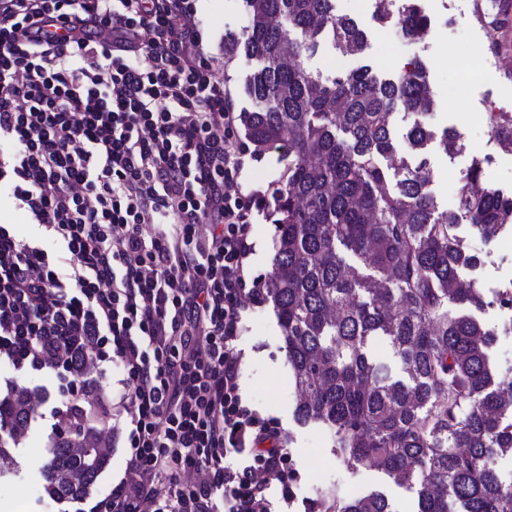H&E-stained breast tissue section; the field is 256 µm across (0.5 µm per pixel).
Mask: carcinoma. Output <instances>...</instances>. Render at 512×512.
I'll return each mask as SVG.
<instances>
[{
	"label": "carcinoma",
	"instance_id": "cac0c4a2",
	"mask_svg": "<svg viewBox=\"0 0 512 512\" xmlns=\"http://www.w3.org/2000/svg\"><path fill=\"white\" fill-rule=\"evenodd\" d=\"M244 3L248 24L224 45V63H254L245 80L252 108L238 120L255 154L284 150L283 174L271 188L276 232L264 290L299 394L297 418L331 431L347 467L417 486L418 512H512V484L489 463L512 454V400L488 355L494 332L445 307L448 300L487 305L477 282L461 278L480 258L456 227L465 220L482 237L512 234V194L488 186L486 159L476 158L455 209L438 211L424 153L436 140L456 148L457 129L438 134L417 121L405 133L415 165L387 163L397 154L394 107L433 109L424 64L412 59L385 79L369 64L324 78L301 57L325 40L344 56L360 54L367 35L354 18L336 13L334 0ZM395 21L409 36L428 26L420 0H409ZM511 22L506 7L487 27L492 54L503 49L498 30ZM290 29L300 38L290 41ZM286 48L298 61H283ZM489 125L498 147L512 153V113H492ZM371 271L384 276L383 287L367 288ZM378 335L388 338L406 379L367 354ZM31 401L27 388L8 394L0 424L25 430ZM75 437L76 444L53 438L42 466L58 499L86 496L111 460L90 422ZM321 509L391 512L379 492L332 493Z\"/></svg>",
	"mask_w": 512,
	"mask_h": 512
}]
</instances>
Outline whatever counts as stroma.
Segmentation results:
<instances>
[{"instance_id": "obj_1", "label": "stroma", "mask_w": 512, "mask_h": 512, "mask_svg": "<svg viewBox=\"0 0 512 512\" xmlns=\"http://www.w3.org/2000/svg\"><path fill=\"white\" fill-rule=\"evenodd\" d=\"M421 4L432 26L424 37L411 39L403 36L397 24L379 26L372 17L370 0H335L337 13L354 17L367 33L364 51L348 59L347 64L352 68L370 64L380 73L391 74L408 60L425 62L435 99L428 121L438 131L456 128L463 142L455 152L444 151L436 142L428 148V189L439 210L453 209L459 181L475 157L491 156L492 163L486 168L488 184L511 193L512 154L498 148L484 122V113L489 108L512 112V67H501L497 56L488 51L484 31L476 19L475 0H421ZM196 7L201 48L213 57L217 80L230 94L235 110L249 108L251 102L243 86L250 63L241 59L230 64L224 61V41L243 33L245 12L241 7H230L229 0H198ZM449 15L455 21L447 26L443 20ZM236 141L241 150L239 181L243 188L267 190L280 178L283 163L272 153L254 155L244 135H237ZM273 234L270 210L261 208L251 233L254 275H266L271 268ZM456 234L481 259L476 270L463 274L464 279H478L487 300L474 316L489 328H497L491 302L498 287L512 280V235L485 239L465 222L458 224ZM234 348L243 356L239 383L247 405L261 418L278 423L292 456L286 465L285 487L276 486L271 491L275 512H318L324 498L337 490L357 497L378 491L388 498L393 512H416L415 489L368 467H346L336 455L330 431L297 421L293 414L296 390L271 303L247 307ZM18 387H36L45 396L32 404L30 425L20 437L0 438V447L11 458L9 467H0V505L10 506L11 512H80V502H59L48 495L40 473L57 422L55 409L67 383L38 371L15 370L0 357V393ZM312 458L324 459L325 467H309Z\"/></svg>"}]
</instances>
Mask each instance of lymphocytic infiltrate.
Masks as SVG:
<instances>
[{"mask_svg":"<svg viewBox=\"0 0 512 512\" xmlns=\"http://www.w3.org/2000/svg\"><path fill=\"white\" fill-rule=\"evenodd\" d=\"M200 44L195 0H0V184L52 241L0 225V355L122 366L126 475L88 512H266L289 458L233 347L268 198Z\"/></svg>","mask_w":512,"mask_h":512,"instance_id":"1","label":"lymphocytic infiltrate"}]
</instances>
